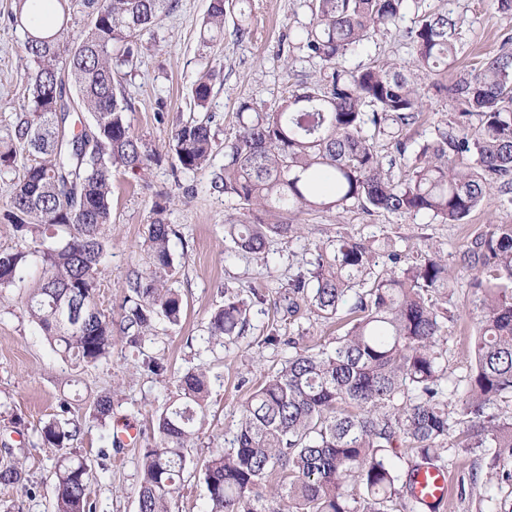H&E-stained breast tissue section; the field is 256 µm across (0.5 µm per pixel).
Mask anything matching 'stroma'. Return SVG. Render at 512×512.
I'll use <instances>...</instances> for the list:
<instances>
[{"instance_id": "1", "label": "stroma", "mask_w": 512, "mask_h": 512, "mask_svg": "<svg viewBox=\"0 0 512 512\" xmlns=\"http://www.w3.org/2000/svg\"><path fill=\"white\" fill-rule=\"evenodd\" d=\"M209 4L173 0L160 23L142 36L147 49L123 83L134 105L128 115L131 127L161 160L112 180L110 245L98 295L105 313H118L128 275L147 266V226L155 202L162 201L165 219L176 231L171 240L176 261L172 286L183 299V319L176 326L158 323L156 335L146 337L138 350L116 341L106 359L87 369L55 351L23 314L16 292H0V463H22L31 483L27 495L0 485V512H54L49 474L58 451L44 445L40 433L59 414L64 399L72 415L83 421L73 446L91 466L93 512H137L140 461L152 419L168 402L175 377L188 369L206 367L210 377L209 411L192 446L193 456L228 447L247 398L287 359V339L315 346L343 332L341 324L318 319L308 307L295 315L287 311L289 282L305 269L315 245L333 236L388 246L405 266L426 246L436 247L453 274L446 306L454 319L444 332L443 362L450 380L470 373L478 317L470 286L474 273L462 268L461 254L474 233L487 225L512 224V191L493 185L462 224H444L426 212H368L353 204L332 211L306 210L293 218L302 227L300 237L271 239L259 255L235 250L224 226L239 212L236 201L210 192V170L183 171L169 151L172 130L190 116L191 88L203 71L217 73L208 112L218 140L227 141L238 130L242 102L276 107L289 92L319 77L322 65L298 47L312 21L310 0H225L224 33L206 45L200 33ZM11 6L12 0H0V139L24 115L31 85V69L21 52L24 33L8 19ZM438 10L450 11L460 32L449 81L459 80L486 57L512 53V13L499 10L495 0H409L397 24L350 50L343 66L357 70L386 62L409 64L414 51L408 30L421 13ZM242 17L248 23L244 35L236 31ZM422 86V115L403 133L412 154L459 110L430 81ZM228 286L247 301L248 324L243 336L216 346L208 343L206 327L211 312L223 305ZM146 355L166 365V376L143 368ZM103 392L112 395L113 422L137 425L135 444L112 446L110 425L94 419L93 400ZM446 512H512V484L491 479L466 496L451 493Z\"/></svg>"}]
</instances>
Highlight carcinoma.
Instances as JSON below:
<instances>
[{
	"label": "carcinoma",
	"instance_id": "carcinoma-1",
	"mask_svg": "<svg viewBox=\"0 0 512 512\" xmlns=\"http://www.w3.org/2000/svg\"><path fill=\"white\" fill-rule=\"evenodd\" d=\"M405 0H312V23L299 47L322 64L326 75L285 97L274 109L243 102L239 130L219 145L211 117L177 125L169 147L184 171L211 166L224 150V165L211 189L236 200L242 212L224 225L237 249L260 254L271 238L292 239L300 225L288 216L332 210L348 203L370 212L432 214L444 224H462L486 198L491 184L512 176V55L479 63L448 86L458 52L456 21L448 12L420 16L408 37L413 66L435 79L462 108L459 120L438 131L409 160L408 178L385 170L368 128L400 131L421 112L422 93L394 64L348 70L347 51L387 32ZM171 0H83L89 24L80 43L67 41V0H15L10 22L25 36L32 66L28 116L8 141H0V165L18 152L32 156L3 213L20 239L0 252V291L23 287V269L35 262L42 277L21 296L23 311L62 354L94 367L112 352V316L99 308L98 277L112 224V177L137 171L160 156L148 149L127 119L134 106L122 80L139 62V37L154 28ZM204 30L224 31V0H210ZM215 75L195 82L193 108L207 109ZM91 120L75 130L73 112ZM477 114L472 128L462 118ZM154 203L155 218L144 244L149 268L128 281L119 307L120 331L137 348L160 321L180 323L183 301L168 284L176 231ZM463 262L480 267L479 333L473 341L472 373L464 385L448 384L457 397L449 406L441 389L445 375L438 350L451 314L436 297L448 295V264L428 248L400 275L380 267L379 253L361 240L330 239L316 245L308 267L288 284V312L297 299L324 320L346 321L335 346H288L295 353L256 388L244 405L234 439L194 460L188 448L208 411L209 376L200 367L176 377V393L156 419L141 459L137 512H172L184 474L200 471L205 512H418L410 482L422 466L446 467L442 443L456 434L454 449L490 448L486 467L512 483V417L493 412L512 400V224H492L473 235ZM247 304L237 293L210 317L207 341L244 334ZM64 417L41 428L44 444L59 451L51 478L55 512H93L90 467L70 447L83 430ZM96 419L112 417V398L100 395ZM410 449L416 461L401 474L392 448ZM284 474L268 487V478ZM22 464L0 467V484L27 491ZM358 488L352 494L349 486Z\"/></svg>",
	"mask_w": 512,
	"mask_h": 512
}]
</instances>
